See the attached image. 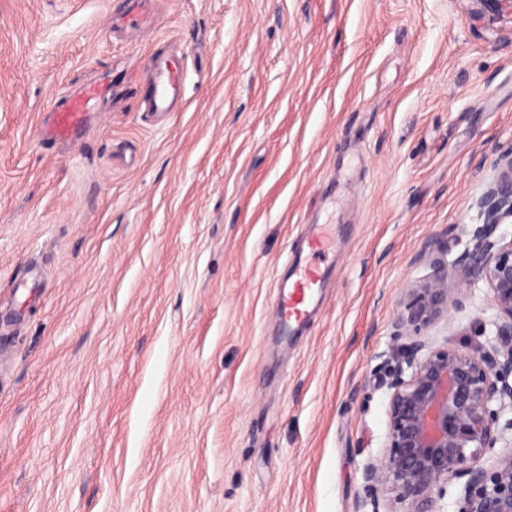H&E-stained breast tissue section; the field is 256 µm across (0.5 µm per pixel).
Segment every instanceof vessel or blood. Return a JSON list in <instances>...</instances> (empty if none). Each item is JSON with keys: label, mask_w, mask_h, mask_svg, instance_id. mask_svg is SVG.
<instances>
[{"label": "vessel or blood", "mask_w": 512, "mask_h": 512, "mask_svg": "<svg viewBox=\"0 0 512 512\" xmlns=\"http://www.w3.org/2000/svg\"><path fill=\"white\" fill-rule=\"evenodd\" d=\"M168 0H126L122 12L113 14L110 24L113 36L141 29H156L167 11ZM186 56L177 49L153 53L140 101L144 112L166 116L184 111L186 106ZM99 88L88 87L84 97L60 104L47 131L49 139L76 136L84 124V114L91 100L99 98ZM332 236L318 232L305 241V254L288 269V278L279 283L271 300V313L283 334L292 335L310 318L326 282V271L313 264L311 255L328 251Z\"/></svg>", "instance_id": "b4317fda"}]
</instances>
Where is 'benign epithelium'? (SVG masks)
I'll use <instances>...</instances> for the list:
<instances>
[{
	"label": "benign epithelium",
	"mask_w": 512,
	"mask_h": 512,
	"mask_svg": "<svg viewBox=\"0 0 512 512\" xmlns=\"http://www.w3.org/2000/svg\"><path fill=\"white\" fill-rule=\"evenodd\" d=\"M478 12L512 15V0H473ZM496 175L477 202L482 223L465 230L469 242L448 261V250L429 243L439 257L397 310L394 344L382 354L378 386L387 389V432L379 456L361 470L372 512H443L448 486H460L453 512H512V238L495 235L512 222V150L494 163ZM464 276L484 281L496 311V339L486 350L425 336L448 321L461 295L448 287Z\"/></svg>",
	"instance_id": "7a95c632"
}]
</instances>
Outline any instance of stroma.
Returning <instances> with one entry per match:
<instances>
[{"label":"stroma","instance_id":"stroma-1","mask_svg":"<svg viewBox=\"0 0 512 512\" xmlns=\"http://www.w3.org/2000/svg\"><path fill=\"white\" fill-rule=\"evenodd\" d=\"M0 0V512H360L380 355L433 240L458 257L512 148V16L473 0ZM185 111L140 110L164 40ZM105 92L79 141L56 100ZM291 339L268 315L316 225ZM429 331L495 336L483 281ZM124 10L112 12V37L141 29H156L166 15L168 0H123ZM332 244L329 233L312 234L305 241L303 252L288 269V279L276 286L271 300V313L285 335H293L310 318L326 282V271L310 259L327 252Z\"/></svg>","mask_w":512,"mask_h":512}]
</instances>
